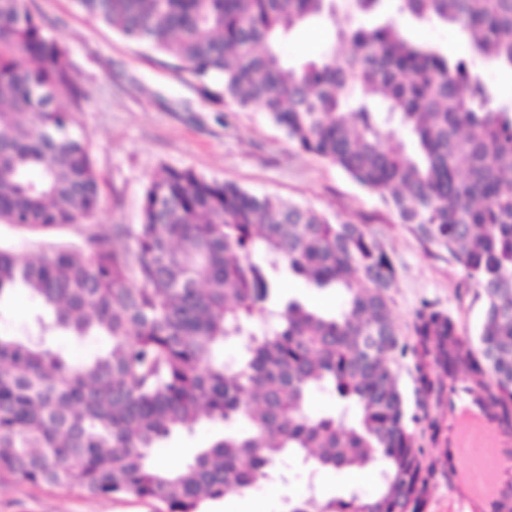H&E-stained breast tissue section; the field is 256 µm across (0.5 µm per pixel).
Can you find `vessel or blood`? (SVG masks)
<instances>
[{"label":"vessel or blood","instance_id":"1","mask_svg":"<svg viewBox=\"0 0 512 512\" xmlns=\"http://www.w3.org/2000/svg\"><path fill=\"white\" fill-rule=\"evenodd\" d=\"M441 446L458 512H512V421H505L467 375L449 380Z\"/></svg>","mask_w":512,"mask_h":512}]
</instances>
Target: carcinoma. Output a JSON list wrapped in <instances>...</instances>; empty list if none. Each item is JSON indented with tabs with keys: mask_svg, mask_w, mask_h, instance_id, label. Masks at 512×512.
<instances>
[{
	"mask_svg": "<svg viewBox=\"0 0 512 512\" xmlns=\"http://www.w3.org/2000/svg\"><path fill=\"white\" fill-rule=\"evenodd\" d=\"M74 2L179 62L208 102L257 108L299 150L342 169L447 251L486 308L475 349L429 302L414 314L413 343L402 342L396 267L366 225L161 165L141 223L110 241L89 233L35 258L0 245V302L23 290L42 305L36 337L0 336V480L196 512L289 459L316 471L377 464L373 495L289 512H422L436 470L408 430L389 358L412 355L423 412L443 390L434 364L464 371L512 419V102L472 73L477 60L512 70V0H399L398 16L467 36L469 57L454 59L405 37L395 18L359 22L381 0ZM338 9L348 24L320 58L288 64L281 44ZM84 99L66 48L26 0H0V222L45 230L97 214L99 173L74 130ZM281 270L340 291L343 308L281 299ZM59 331L103 334L110 348L74 366L48 344ZM230 337L244 343L226 363L219 349ZM315 392L331 394L335 410L310 414ZM203 417L247 429L224 430L173 470L150 463L159 441Z\"/></svg>",
	"mask_w": 512,
	"mask_h": 512,
	"instance_id": "carcinoma-1",
	"label": "carcinoma"
}]
</instances>
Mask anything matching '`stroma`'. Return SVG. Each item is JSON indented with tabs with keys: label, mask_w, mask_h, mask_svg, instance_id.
Listing matches in <instances>:
<instances>
[{
	"label": "stroma",
	"mask_w": 512,
	"mask_h": 512,
	"mask_svg": "<svg viewBox=\"0 0 512 512\" xmlns=\"http://www.w3.org/2000/svg\"><path fill=\"white\" fill-rule=\"evenodd\" d=\"M27 6L68 49L72 72L86 95L74 112L76 128L88 142L101 178V207L95 218L45 232V239L73 241L88 230L112 237L120 225L139 223L144 190L158 166L190 167L258 196L276 195L369 225L395 263L391 295L403 338H410L414 312L428 301L456 319L460 336L476 341L485 310L481 290L446 251L420 240L378 196L336 166L299 151L265 113L206 101L188 72L90 19L74 0H27ZM330 30L326 21L303 25L282 44L283 57L292 65L316 58L321 46L307 44V36L316 31L325 37ZM279 286L282 297L299 298L326 312L342 304L335 291L317 290L301 277L282 274ZM40 310L38 300L15 292L0 305V336H33ZM427 414L426 420L409 425L426 450V463L437 469L422 512H457L448 491V469L429 428L439 419L437 400H429ZM223 432V422L201 420L193 431L161 441L152 451L153 461L177 468ZM281 471L282 478L249 489L256 512H288L290 503L312 496L325 500L352 489L367 492L366 487H352L339 471L313 472L292 461ZM165 510L161 502L133 495L99 498L49 485L0 484V512Z\"/></svg>",
	"instance_id": "obj_1"
}]
</instances>
